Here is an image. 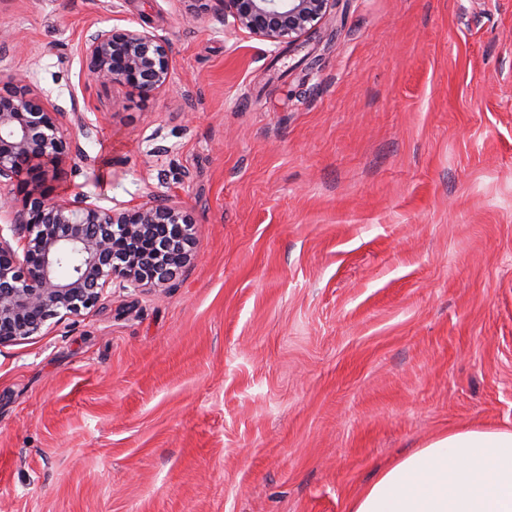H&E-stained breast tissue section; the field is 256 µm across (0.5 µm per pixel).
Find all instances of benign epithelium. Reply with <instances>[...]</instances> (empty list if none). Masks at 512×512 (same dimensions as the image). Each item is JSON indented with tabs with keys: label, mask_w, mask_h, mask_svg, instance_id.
Listing matches in <instances>:
<instances>
[{
	"label": "benign epithelium",
	"mask_w": 512,
	"mask_h": 512,
	"mask_svg": "<svg viewBox=\"0 0 512 512\" xmlns=\"http://www.w3.org/2000/svg\"><path fill=\"white\" fill-rule=\"evenodd\" d=\"M218 2L233 30L292 45L317 30L335 0ZM82 55L95 83L144 97L170 83V47L145 27L99 28ZM64 118L28 76L0 75V347L81 315L114 283L161 288L192 261L195 221L178 198L104 209L84 193L59 192L62 166L90 162L65 137Z\"/></svg>",
	"instance_id": "obj_1"
}]
</instances>
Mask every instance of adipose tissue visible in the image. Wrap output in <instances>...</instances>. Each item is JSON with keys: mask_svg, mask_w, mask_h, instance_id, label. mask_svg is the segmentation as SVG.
I'll use <instances>...</instances> for the list:
<instances>
[{"mask_svg": "<svg viewBox=\"0 0 512 512\" xmlns=\"http://www.w3.org/2000/svg\"><path fill=\"white\" fill-rule=\"evenodd\" d=\"M349 512H512V431L437 436L380 471Z\"/></svg>", "mask_w": 512, "mask_h": 512, "instance_id": "ef3b65f1", "label": "adipose tissue"}]
</instances>
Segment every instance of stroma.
<instances>
[{
	"label": "stroma",
	"instance_id": "1",
	"mask_svg": "<svg viewBox=\"0 0 512 512\" xmlns=\"http://www.w3.org/2000/svg\"><path fill=\"white\" fill-rule=\"evenodd\" d=\"M187 8L0 0V73L95 127L61 191L197 226L168 288L0 347V512H348L512 429V0H337L289 48ZM108 24L167 39L169 88L88 78Z\"/></svg>",
	"mask_w": 512,
	"mask_h": 512
}]
</instances>
